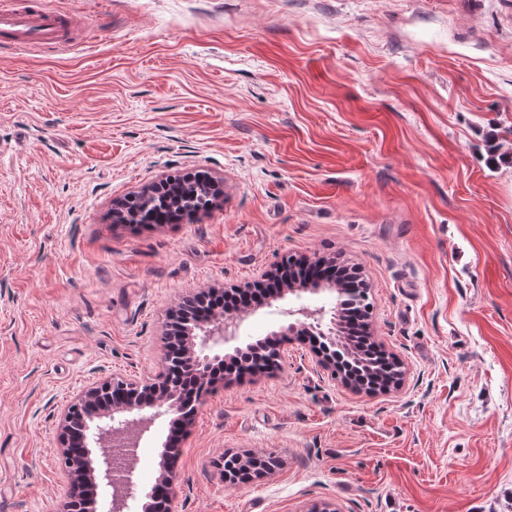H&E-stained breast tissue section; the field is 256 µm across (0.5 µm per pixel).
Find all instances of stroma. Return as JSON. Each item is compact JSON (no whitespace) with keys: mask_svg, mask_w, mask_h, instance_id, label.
<instances>
[{"mask_svg":"<svg viewBox=\"0 0 512 512\" xmlns=\"http://www.w3.org/2000/svg\"><path fill=\"white\" fill-rule=\"evenodd\" d=\"M50 2L72 50L0 48V512H62L66 405L286 255L361 270L403 379L281 343L198 406L170 512H512V0ZM195 171L209 211L113 223ZM227 453L279 464L232 486Z\"/></svg>","mask_w":512,"mask_h":512,"instance_id":"obj_1","label":"stroma"}]
</instances>
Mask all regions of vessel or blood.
Masks as SVG:
<instances>
[{"label":"vessel or blood","instance_id":"vessel-or-blood-1","mask_svg":"<svg viewBox=\"0 0 512 512\" xmlns=\"http://www.w3.org/2000/svg\"><path fill=\"white\" fill-rule=\"evenodd\" d=\"M81 27L79 18L58 13L48 0H0V43L14 51L69 49Z\"/></svg>","mask_w":512,"mask_h":512}]
</instances>
